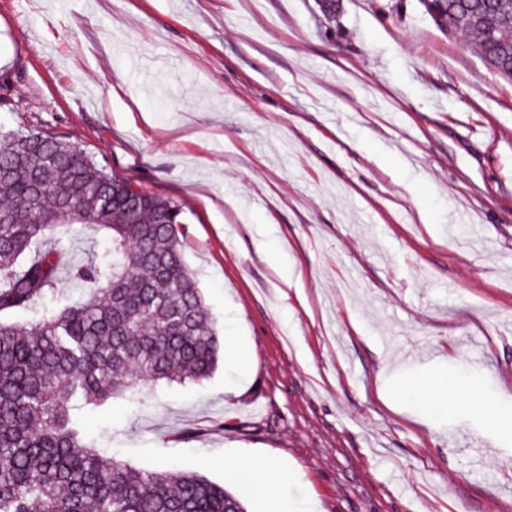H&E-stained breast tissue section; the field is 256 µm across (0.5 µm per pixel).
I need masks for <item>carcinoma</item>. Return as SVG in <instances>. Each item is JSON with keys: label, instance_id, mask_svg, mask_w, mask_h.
Instances as JSON below:
<instances>
[{"label": "carcinoma", "instance_id": "1", "mask_svg": "<svg viewBox=\"0 0 512 512\" xmlns=\"http://www.w3.org/2000/svg\"><path fill=\"white\" fill-rule=\"evenodd\" d=\"M445 31L512 78V0H422ZM174 202L109 173L57 137L0 128V512H246L195 472H145L83 441V415L147 384L198 382L220 344L184 261ZM73 224L110 233L103 260L71 267L84 300L28 323L55 286L49 239Z\"/></svg>", "mask_w": 512, "mask_h": 512}]
</instances>
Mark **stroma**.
Returning a JSON list of instances; mask_svg holds the SVG:
<instances>
[{"instance_id": "1", "label": "stroma", "mask_w": 512, "mask_h": 512, "mask_svg": "<svg viewBox=\"0 0 512 512\" xmlns=\"http://www.w3.org/2000/svg\"><path fill=\"white\" fill-rule=\"evenodd\" d=\"M0 127L175 201L216 322L210 378L110 400L87 443L248 512L258 458L296 512H512V81L421 0H0ZM108 237L73 225L20 319ZM434 374L479 406L410 395Z\"/></svg>"}]
</instances>
